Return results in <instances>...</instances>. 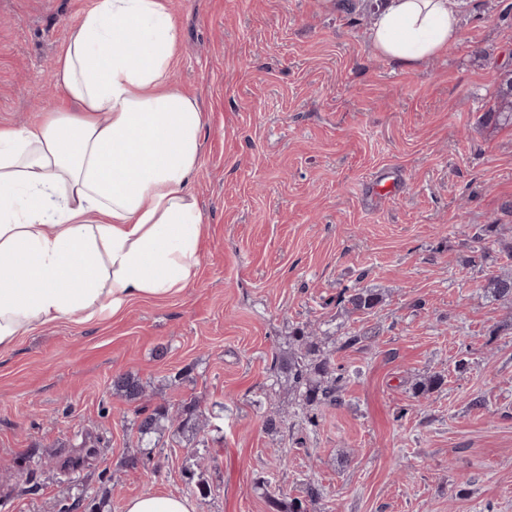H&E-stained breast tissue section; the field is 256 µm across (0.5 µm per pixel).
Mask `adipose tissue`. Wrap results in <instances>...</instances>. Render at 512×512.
I'll return each mask as SVG.
<instances>
[{
    "mask_svg": "<svg viewBox=\"0 0 512 512\" xmlns=\"http://www.w3.org/2000/svg\"><path fill=\"white\" fill-rule=\"evenodd\" d=\"M374 14L375 48L401 63L459 39L448 0H374ZM179 36L166 0H94L56 61L67 107L0 127V350L194 282L206 115L172 84Z\"/></svg>",
    "mask_w": 512,
    "mask_h": 512,
    "instance_id": "ef3b65f1",
    "label": "adipose tissue"
}]
</instances>
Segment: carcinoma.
<instances>
[{
  "label": "carcinoma",
  "mask_w": 512,
  "mask_h": 512,
  "mask_svg": "<svg viewBox=\"0 0 512 512\" xmlns=\"http://www.w3.org/2000/svg\"><path fill=\"white\" fill-rule=\"evenodd\" d=\"M487 288L497 300L512 305V274L493 276ZM340 302L353 313L367 314L383 302V296L373 288H346L340 294ZM293 349L277 358L273 383L281 379L288 381L298 397L301 410L315 416L311 411L322 406H335L341 402L343 374L338 372L331 352L324 350L315 338L304 329L296 328L289 336ZM113 388L130 402H137L145 396V388L140 380L125 374L113 380ZM204 411L196 400H191L171 411L165 405L154 408L142 406L135 411L133 425L137 438L144 448L151 447L156 439L169 431L172 435L205 432L202 417ZM319 495L318 489L310 485L301 496L289 500L274 494H267L269 512H308V507Z\"/></svg>",
  "instance_id": "carcinoma-1"
}]
</instances>
